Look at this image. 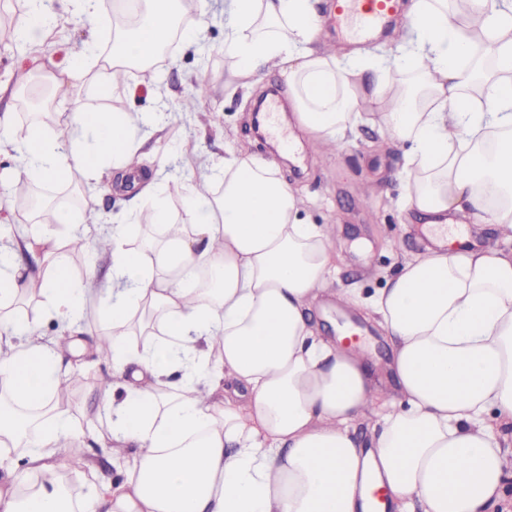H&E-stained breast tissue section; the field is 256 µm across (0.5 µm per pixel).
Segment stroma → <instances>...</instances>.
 <instances>
[{
  "label": "stroma",
  "mask_w": 512,
  "mask_h": 512,
  "mask_svg": "<svg viewBox=\"0 0 512 512\" xmlns=\"http://www.w3.org/2000/svg\"><path fill=\"white\" fill-rule=\"evenodd\" d=\"M59 24L54 35L21 59L12 38V22L26 10V0H0V82L15 83L25 68L34 63L62 62L67 49L84 40H95L108 47L112 40V11L103 7L90 20L73 17L64 0H55ZM224 45V0H208L206 27L193 47L177 45L165 51L152 69L134 73L130 79L133 93L99 96L86 80L73 82L68 93L49 100L50 121L64 120L74 100L92 109L109 112H161L165 120L149 142L158 155L168 160L166 170L178 178L200 179L205 167L220 165L227 148H244L272 158L277 140L266 131L254 129L255 113L260 102L276 103L279 124L301 151L297 158H278L288 179L300 189L311 220L333 224L338 228L335 243L336 268L332 273L335 287L356 289L361 303L352 307L351 315L369 329V355L379 373H386L393 357L390 340L377 320L364 313L362 302L368 301L387 277L404 261L422 252L425 240L420 227L407 223L399 199L400 173L406 159L400 148L388 149L380 144L378 129L364 126L347 148L337 154L314 155L307 134L293 118L283 92V78L278 70H268L259 90L246 94L222 52ZM205 79L209 95L194 100L193 87ZM196 151L200 167L189 170L177 160L178 148ZM99 319L87 315L83 332L77 338H64L65 359L72 369L64 402L77 424L85 429L98 426L101 413L98 393L111 380L110 369L94 357ZM58 478L72 495H88L85 482L89 466L104 474L112 468L105 454L94 451L79 460L61 454Z\"/></svg>",
  "instance_id": "stroma-1"
}]
</instances>
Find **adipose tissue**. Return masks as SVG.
Here are the masks:
<instances>
[{
  "label": "adipose tissue",
  "mask_w": 512,
  "mask_h": 512,
  "mask_svg": "<svg viewBox=\"0 0 512 512\" xmlns=\"http://www.w3.org/2000/svg\"><path fill=\"white\" fill-rule=\"evenodd\" d=\"M319 0H224V56L246 87L276 66L312 147L343 150L373 123L407 146L402 204L429 224L479 218L512 231V0H469L484 42L448 0H412L395 46L315 49ZM13 29L21 50L58 23L49 0H28ZM182 0H142L128 24L112 7V47L85 42L49 74V93L88 79L103 95L129 91L126 69H150L178 26ZM403 81L393 82L392 72ZM150 112L75 106L49 127L0 112V177L40 189L20 215L21 247L0 245V512H370L367 489L390 512H498L512 482V252L497 246L430 249L405 262L369 305L389 336L397 400L385 401L351 329L325 336L311 313L356 303L331 276L333 227L311 223L276 162L231 149L201 180L153 166ZM133 182L127 220L106 236L111 266L83 278L70 246L89 249L100 215L94 186ZM79 179V206L43 194ZM182 197L173 224L170 191ZM73 227L68 241L37 224ZM158 236L134 242L131 225ZM42 255L32 272L19 250ZM37 301L61 332L87 312L102 321L112 381L99 395L105 431L79 427L61 393L69 372L28 319ZM385 405L369 442L352 421ZM100 442L119 478L73 498L32 484L60 451Z\"/></svg>",
  "instance_id": "ef3b65f1"
}]
</instances>
